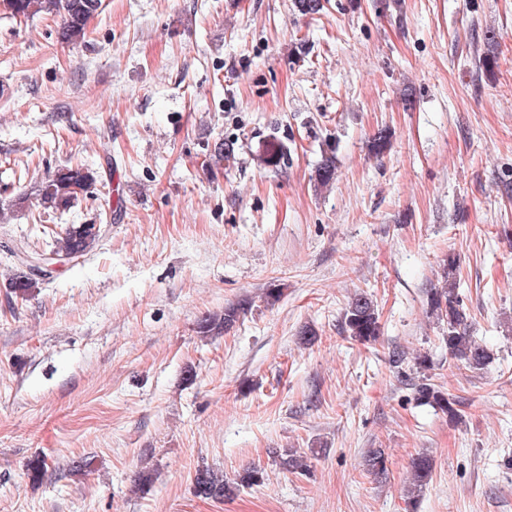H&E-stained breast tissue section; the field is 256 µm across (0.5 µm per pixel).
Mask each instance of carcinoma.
<instances>
[{
	"mask_svg": "<svg viewBox=\"0 0 512 512\" xmlns=\"http://www.w3.org/2000/svg\"><path fill=\"white\" fill-rule=\"evenodd\" d=\"M101 0H3L5 8L12 15L28 17L38 13H54L61 18L60 38L68 43H78L85 39L90 19L98 13ZM336 173V157H325L316 170V180L321 186L329 185ZM95 182L94 173L83 167H63L54 174L46 177L35 187V195L40 205L46 210H65L86 192ZM102 235H94L88 231L85 224H70L59 233L51 250L73 256L72 265L98 244ZM15 256L23 266V270L10 278L9 288L12 293L26 296L36 287L39 278L24 270L28 265L26 258L36 256L21 246L15 251ZM458 259L456 255H448L444 264L442 285L431 291L428 297L430 313L437 320L446 324V334L441 337V343L448 350V356L464 364L472 370L484 369L491 360L486 347L477 343L467 331V315L456 293V271ZM249 302L243 301L224 307L221 314L209 315L199 324L200 333L204 336L220 334L237 323L241 315L248 310ZM342 330L355 340L366 344L372 343L380 336L379 314L373 300L367 294L359 292L347 303ZM414 399L421 406H429L440 411L452 423L463 421L459 402L450 396L442 387L429 382L422 377L410 383ZM385 451L382 448H372L365 457L367 470L374 474H384L386 471ZM432 472V461L426 456H420L412 462V493H419L427 484ZM263 471L252 468L239 476L232 484L224 480V475L209 468L197 470L194 484L196 494L205 498L222 500L231 494L238 486H259L263 483Z\"/></svg>",
	"mask_w": 512,
	"mask_h": 512,
	"instance_id": "cac0c4a2",
	"label": "carcinoma"
}]
</instances>
